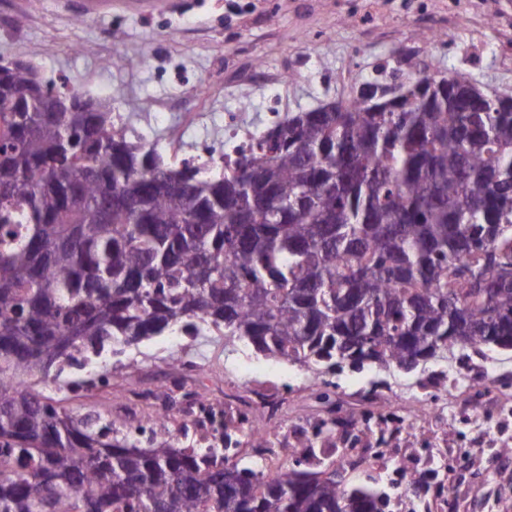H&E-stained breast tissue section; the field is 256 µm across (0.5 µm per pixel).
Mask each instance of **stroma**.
I'll list each match as a JSON object with an SVG mask.
<instances>
[{"label":"stroma","instance_id":"stroma-1","mask_svg":"<svg viewBox=\"0 0 512 512\" xmlns=\"http://www.w3.org/2000/svg\"><path fill=\"white\" fill-rule=\"evenodd\" d=\"M433 30L445 39L426 41ZM408 50L485 92L511 93L512 0H0V59L29 62L45 84L130 116L131 139L156 145L169 162L222 148L229 116L260 134L288 113L350 95ZM116 54L123 64L111 65ZM156 110L162 120L150 119ZM181 344L196 357L193 371L171 368ZM478 357L512 376V350L496 347L479 356L456 348L410 373L367 365L314 375L214 333L179 342L167 334L106 356L110 386L84 383L75 370L61 377L57 397L68 411L108 415L146 448L152 432L131 420L150 416V394L165 393L176 413L189 394L207 391L238 429L229 461L252 468L237 399L259 391L277 409L264 474L333 466L344 488L382 498L384 512H438L450 499L456 512H512V462L501 461L512 415L478 417L468 398ZM373 390L411 402L407 426L367 429L377 417L365 399ZM319 391L342 402L365 459L349 460L344 444L308 432L309 420L327 417Z\"/></svg>","mask_w":512,"mask_h":512}]
</instances>
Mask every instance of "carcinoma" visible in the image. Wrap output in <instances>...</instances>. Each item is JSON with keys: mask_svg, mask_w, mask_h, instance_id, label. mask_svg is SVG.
I'll return each mask as SVG.
<instances>
[{"mask_svg": "<svg viewBox=\"0 0 512 512\" xmlns=\"http://www.w3.org/2000/svg\"><path fill=\"white\" fill-rule=\"evenodd\" d=\"M34 73H0V512H381L167 430L140 448L22 378L177 329L310 370L512 350V95L407 52L398 84L169 166L102 104L28 94Z\"/></svg>", "mask_w": 512, "mask_h": 512, "instance_id": "carcinoma-1", "label": "carcinoma"}]
</instances>
